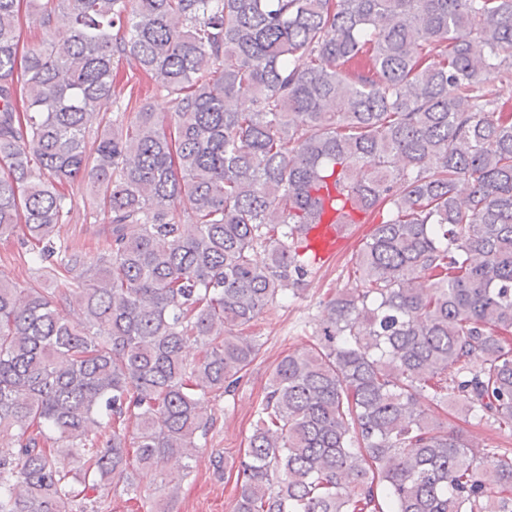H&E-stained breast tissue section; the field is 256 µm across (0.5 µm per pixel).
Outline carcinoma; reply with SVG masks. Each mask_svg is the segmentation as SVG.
I'll use <instances>...</instances> for the list:
<instances>
[{"instance_id":"1","label":"carcinoma","mask_w":512,"mask_h":512,"mask_svg":"<svg viewBox=\"0 0 512 512\" xmlns=\"http://www.w3.org/2000/svg\"><path fill=\"white\" fill-rule=\"evenodd\" d=\"M20 6L0 238L75 274L83 318L0 281V512H97L86 490L192 457L258 354L236 328L312 274L330 184L378 224L276 364L232 512H512V448L416 412L429 391L512 435V108L487 80L512 79V0H30L52 41L22 54ZM86 174L93 257L55 246Z\"/></svg>"}]
</instances>
